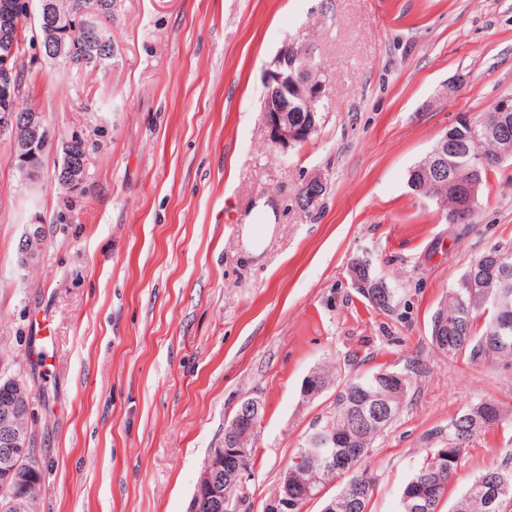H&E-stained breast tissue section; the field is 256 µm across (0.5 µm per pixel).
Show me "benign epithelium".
I'll return each instance as SVG.
<instances>
[{
    "label": "benign epithelium",
    "instance_id": "7a95c632",
    "mask_svg": "<svg viewBox=\"0 0 512 512\" xmlns=\"http://www.w3.org/2000/svg\"><path fill=\"white\" fill-rule=\"evenodd\" d=\"M25 13L32 24V34L36 52L30 57V65L37 66L46 60H64L68 57L67 40L81 34L99 45L110 44L108 37L94 25L91 11L84 9L77 13L54 12L50 0H15L0 14V20L7 21L11 14ZM22 47L0 33V135H9L13 152L11 164L18 168L24 180L35 183L40 179L42 166L36 161L43 159L50 148L60 149V159L56 171L64 173L62 184L70 192L79 190L85 180L86 168L70 151V145L79 140L72 135L61 140L51 134L46 115L36 110L20 111L21 89L17 85L21 71L19 59ZM317 47L312 42L290 39L278 51L266 71L264 79V101L261 108L268 140L286 154L295 149L315 130L324 119L322 110L316 107L326 95V84L314 75L320 69ZM459 146L442 139L435 149L433 164L420 170L422 184L415 192L422 194L434 181H448V193L465 194L471 208H476L481 183L473 180L462 183L448 174L445 166L446 153L454 152ZM304 194L299 199L300 208L308 212L315 210L324 195L326 178L317 173L304 182ZM43 224L33 217L26 225L19 239L18 258L22 268L37 265L42 258ZM367 266L363 258L352 264L353 284L369 296L372 289L384 283L370 273L359 275V270ZM11 393L8 403L0 404V512H25L27 494L31 478L36 474L38 455L34 451L35 437L31 427H25L16 420L15 405L23 401L27 411H32V392L25 379L14 377L0 381ZM263 406L256 398L241 402L234 417V426L224 447L210 449L208 463L204 466L190 503L189 512H236L232 493L247 487L251 472L237 464L240 455L247 449L238 446L236 438L241 430L256 431L262 416ZM391 412L390 404L381 398L373 400L368 408V418L381 422ZM305 464L312 472L324 467L340 474L349 469L345 460L336 456L324 457L310 453ZM297 499L288 494H276L266 506V512H296Z\"/></svg>",
    "mask_w": 512,
    "mask_h": 512
}]
</instances>
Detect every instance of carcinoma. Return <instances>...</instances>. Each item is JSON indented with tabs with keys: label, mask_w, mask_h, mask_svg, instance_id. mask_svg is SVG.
Segmentation results:
<instances>
[{
	"label": "carcinoma",
	"mask_w": 512,
	"mask_h": 512,
	"mask_svg": "<svg viewBox=\"0 0 512 512\" xmlns=\"http://www.w3.org/2000/svg\"><path fill=\"white\" fill-rule=\"evenodd\" d=\"M96 51L85 41L76 38L71 44L69 65L74 68L94 65ZM444 136L453 138L468 146L478 148L487 157L493 158L512 142V121L501 132H487L479 120L472 124L457 122L448 127ZM428 191L435 195H446L445 206L448 223L469 224L474 214L458 208L459 199L448 195V187L443 182L429 186ZM492 255H504L512 267V248L500 246L485 251L469 265L463 276L446 299L444 309L436 315L448 320V358L465 356L471 362L494 355L512 357V342L509 346H499L493 337V326L502 319H509L512 325V286L506 288L498 279H482L476 285H469L471 275L478 271ZM484 319L483 326L478 320ZM394 384L381 380L373 372L354 378H343L336 382V400L330 415L324 416L313 424V429L329 427L335 432V448L326 452H350L355 460L351 473L342 479L340 490L325 501H336L335 512H367L368 504L375 492L376 483L367 470L362 468L364 459L370 453L372 444L387 429L392 420L399 415L404 398L391 402V419L374 429L361 424L359 407L366 399L386 394ZM503 417L500 407L493 400L475 403L448 423V428L434 432V435L447 441L444 448H428L421 464L413 471L399 492L398 512H407L408 499L414 496L431 500V512H441V504L448 498V489L457 475L469 443L500 424ZM314 451L310 444L288 461V492L302 493L309 486L315 494L324 489L327 482L336 474L320 470L316 475L309 474L297 459L307 452ZM512 502V466L505 462L493 465L477 477L453 503L448 512H503L506 504Z\"/></svg>",
	"instance_id": "carcinoma-1"
}]
</instances>
